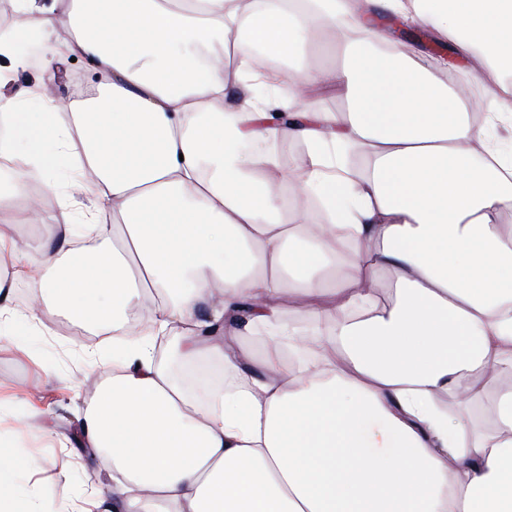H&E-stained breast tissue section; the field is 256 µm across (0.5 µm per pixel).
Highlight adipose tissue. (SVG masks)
I'll return each mask as SVG.
<instances>
[{"instance_id": "1", "label": "adipose tissue", "mask_w": 512, "mask_h": 512, "mask_svg": "<svg viewBox=\"0 0 512 512\" xmlns=\"http://www.w3.org/2000/svg\"><path fill=\"white\" fill-rule=\"evenodd\" d=\"M0 85L29 65L23 42L65 29L67 54L104 82L75 103L38 86L0 95V211L28 180L91 197L68 234L41 240L39 300L0 326L66 312L124 342L83 410L79 443L112 459L100 512H512V388L495 427L435 397L512 370V151L474 125L469 77L402 56L376 20L424 24L500 83L512 114V0H12ZM339 31L340 71L289 58ZM337 87L347 113L306 110ZM287 113L289 123L276 121ZM304 167L272 175L284 141ZM367 170L342 196L347 156ZM82 153L65 182L52 160ZM336 205L313 230L302 199ZM362 244L324 285L343 242ZM395 274V297L359 285ZM224 288L223 302L211 289ZM306 308L289 316V295ZM154 298L148 340L129 313ZM169 337L156 360L151 337ZM262 346L253 358L243 345ZM224 364L219 403L198 405L172 361Z\"/></svg>"}]
</instances>
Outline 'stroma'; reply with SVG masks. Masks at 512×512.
Segmentation results:
<instances>
[{
	"label": "stroma",
	"instance_id": "obj_1",
	"mask_svg": "<svg viewBox=\"0 0 512 512\" xmlns=\"http://www.w3.org/2000/svg\"><path fill=\"white\" fill-rule=\"evenodd\" d=\"M96 83L86 60L63 55L51 65L38 63L18 72L0 93L48 84L54 96L79 101ZM46 201L44 223L16 226V255L0 258V270L10 271L14 258H25L32 240L60 233L68 217L91 206L77 193L64 199L50 195ZM114 353L111 333L61 313L18 321L9 335H0V435L7 439L0 453L17 464L19 485L50 498L57 484H66L69 503L80 506L111 479V465L80 447L78 425L99 384L111 378ZM28 458L41 460L39 477L24 468Z\"/></svg>",
	"mask_w": 512,
	"mask_h": 512
}]
</instances>
